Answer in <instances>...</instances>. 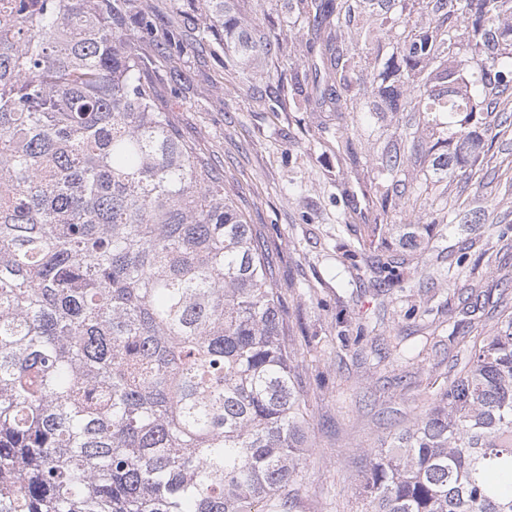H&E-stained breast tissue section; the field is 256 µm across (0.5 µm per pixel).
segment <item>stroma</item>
<instances>
[{
  "label": "stroma",
  "instance_id": "stroma-1",
  "mask_svg": "<svg viewBox=\"0 0 512 512\" xmlns=\"http://www.w3.org/2000/svg\"><path fill=\"white\" fill-rule=\"evenodd\" d=\"M239 11L283 28V77L301 67L280 0H240ZM267 71L253 68L241 82L213 44L158 70L153 83L273 256L309 416L307 481L293 512H358L372 449L448 387L474 340L497 331V299L512 286V127L496 131L499 113H477L478 160L451 162L438 179L433 152L453 150L441 140L442 129L456 127L447 113L394 112L370 94L367 111L341 124L296 109L290 96L266 95ZM340 125L360 160L354 173L336 157ZM408 130L424 146L397 177L422 188L412 200L394 195L377 164ZM468 168L477 182L462 179ZM458 205L471 223H458ZM377 224H427L431 232L416 250L391 243L392 268L379 272L371 268Z\"/></svg>",
  "mask_w": 512,
  "mask_h": 512
}]
</instances>
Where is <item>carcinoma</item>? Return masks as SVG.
Returning a JSON list of instances; mask_svg holds the SVG:
<instances>
[{"instance_id":"cac0c4a2","label":"carcinoma","mask_w":512,"mask_h":512,"mask_svg":"<svg viewBox=\"0 0 512 512\" xmlns=\"http://www.w3.org/2000/svg\"><path fill=\"white\" fill-rule=\"evenodd\" d=\"M149 0H10L0 18V512H290L305 397L263 237L185 139L152 74L214 39L244 78L282 55L237 0L167 28ZM286 0L293 100L362 111L496 112L512 0ZM466 38L458 33V17ZM357 70L356 33L382 57ZM150 37L145 53L131 31ZM473 63L469 75L455 63ZM336 153L359 159L343 137ZM361 512H512V312L459 377L373 450Z\"/></svg>"}]
</instances>
